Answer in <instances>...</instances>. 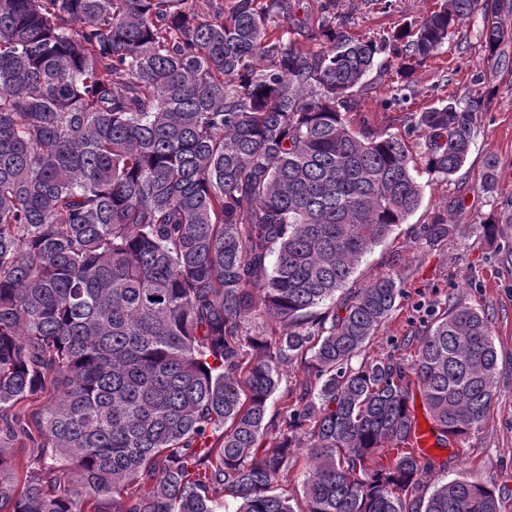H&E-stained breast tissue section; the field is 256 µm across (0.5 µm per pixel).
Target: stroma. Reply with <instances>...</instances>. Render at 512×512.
<instances>
[{
	"mask_svg": "<svg viewBox=\"0 0 512 512\" xmlns=\"http://www.w3.org/2000/svg\"><path fill=\"white\" fill-rule=\"evenodd\" d=\"M434 3L392 0L390 10L384 11L373 0H341V9L349 13L354 33L377 41L394 26L420 20ZM482 29V16L476 13L451 34L436 58L418 72L406 102L386 104L392 92L386 67L393 62L386 51L367 76L365 91L357 94L354 130L399 133L420 147L425 140L415 120L440 97L444 74H451L452 86L462 96L484 83L488 99L485 110L475 115L472 144L460 171L446 180L420 175V207L363 258L342 293L354 294L387 277L402 290L391 315L362 350L363 363L389 356L411 363L415 336L430 316L452 306L462 304L488 315L498 358L490 409L459 446L436 451L424 489L429 492L466 476L495 489L500 512H512V68L486 72ZM491 157L497 160V182L488 192L483 182ZM442 210L448 213V237L426 242L421 228ZM491 221L496 231L489 236L483 226Z\"/></svg>",
	"mask_w": 512,
	"mask_h": 512,
	"instance_id": "stroma-1",
	"label": "stroma"
}]
</instances>
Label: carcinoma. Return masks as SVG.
Returning a JSON list of instances; mask_svg holds the SVG:
<instances>
[{"instance_id": "1", "label": "carcinoma", "mask_w": 512, "mask_h": 512, "mask_svg": "<svg viewBox=\"0 0 512 512\" xmlns=\"http://www.w3.org/2000/svg\"><path fill=\"white\" fill-rule=\"evenodd\" d=\"M212 2L0 0V512H498L467 477L423 494L433 461L405 447L414 385L440 433L480 426L488 316L433 320L410 380L391 357L352 366L396 282L336 293L419 208L420 174L459 172L485 107L474 90L424 108L416 154L354 131V90L388 45L405 100L477 10L503 66V0H440L379 43L339 0ZM448 233L445 213L423 225ZM259 311L277 335L243 334ZM303 357L310 379L267 418L278 365ZM19 429L67 468L18 459ZM303 435L297 510L278 485Z\"/></svg>"}]
</instances>
